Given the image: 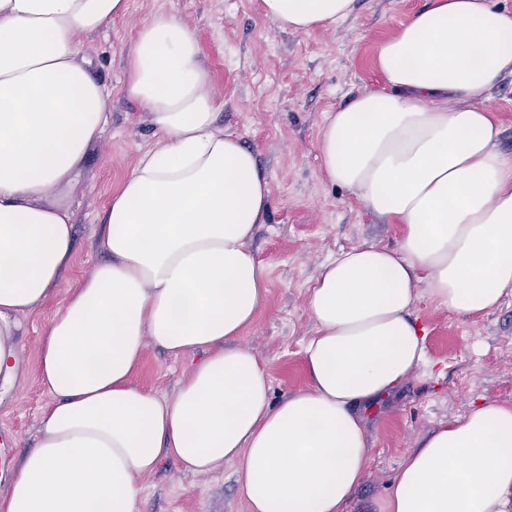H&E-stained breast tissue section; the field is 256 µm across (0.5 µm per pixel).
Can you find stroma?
<instances>
[{
	"label": "stroma",
	"instance_id": "obj_1",
	"mask_svg": "<svg viewBox=\"0 0 512 512\" xmlns=\"http://www.w3.org/2000/svg\"><path fill=\"white\" fill-rule=\"evenodd\" d=\"M426 3L356 0L349 18L300 34L264 17L259 0H129L125 16L97 33L79 35L81 53L112 93L110 116L76 184L66 191L75 224L67 287L29 319L17 382L0 393V430L19 437L14 454L34 446L38 415L49 400L37 381L43 330L62 311L68 287L105 260L100 238L108 201L156 141L142 105L125 92L124 51L138 29L159 12L189 26L210 71L219 129L254 151L268 181L267 221L257 226L250 246L268 269L270 294L242 342L263 360L278 401L306 385L302 350L315 329L306 302L321 265L355 246L392 247L398 241L399 225L367 213L326 180L317 141L326 112L379 87L378 44ZM413 315L427 329V361L368 413L373 461L348 512H380L420 435L476 403H512V297L474 321L427 300ZM192 363L151 346L132 382L170 398ZM142 485L139 512H247L228 462L195 475L164 459Z\"/></svg>",
	"mask_w": 512,
	"mask_h": 512
}]
</instances>
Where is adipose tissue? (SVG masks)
I'll return each mask as SVG.
<instances>
[{
  "label": "adipose tissue",
  "instance_id": "adipose-tissue-1",
  "mask_svg": "<svg viewBox=\"0 0 512 512\" xmlns=\"http://www.w3.org/2000/svg\"><path fill=\"white\" fill-rule=\"evenodd\" d=\"M356 0H259L279 29L351 16ZM128 0H0V386L17 375L28 318L74 251L60 196L109 120L111 96L76 33ZM127 95L156 144L113 192L106 261L46 326L50 396L0 512H139L143 478L171 458L234 466L248 512H345L372 461L364 417L426 361L421 299L468 317L512 296V158L485 106L512 76V10L429 0L376 52L379 88L328 112L326 178L401 228L325 263L307 309L306 388L271 399L263 361L238 345L269 295L250 247L270 189L254 152L217 126L196 40L158 13L126 52ZM200 354L171 398L136 387L145 341ZM381 512H512V404L488 402L417 440Z\"/></svg>",
  "mask_w": 512,
  "mask_h": 512
}]
</instances>
